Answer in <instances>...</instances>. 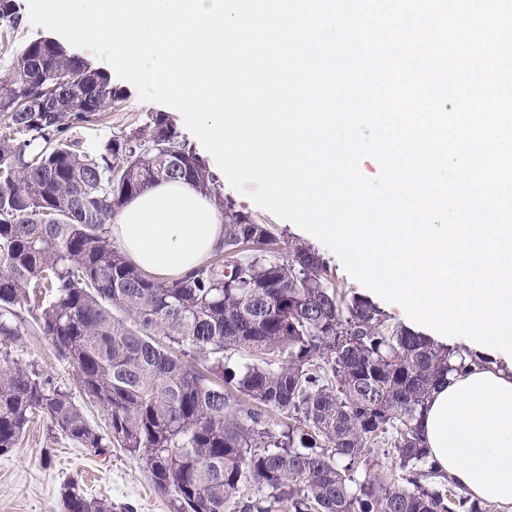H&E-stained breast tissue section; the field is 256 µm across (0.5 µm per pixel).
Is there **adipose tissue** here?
I'll return each instance as SVG.
<instances>
[{"mask_svg": "<svg viewBox=\"0 0 512 512\" xmlns=\"http://www.w3.org/2000/svg\"><path fill=\"white\" fill-rule=\"evenodd\" d=\"M223 235L213 197L182 182L149 185L112 225L114 240L133 264L168 278L203 264Z\"/></svg>", "mask_w": 512, "mask_h": 512, "instance_id": "obj_1", "label": "adipose tissue"}]
</instances>
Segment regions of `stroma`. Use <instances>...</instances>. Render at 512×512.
Returning <instances> with one entry per match:
<instances>
[{
    "label": "stroma",
    "instance_id": "obj_1",
    "mask_svg": "<svg viewBox=\"0 0 512 512\" xmlns=\"http://www.w3.org/2000/svg\"><path fill=\"white\" fill-rule=\"evenodd\" d=\"M127 99L121 111L109 114L82 129L83 138L97 143L137 124L145 113L160 111L157 103H144L132 84L114 79ZM14 357L34 364L60 386H71L73 369L59 359L51 342L30 334L10 345ZM77 478L90 496L129 504L134 512H172L166 498L151 485L144 462L118 448L94 454L77 447L61 434L34 423L22 445L0 455V512H60L58 491L69 478Z\"/></svg>",
    "mask_w": 512,
    "mask_h": 512
}]
</instances>
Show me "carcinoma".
I'll return each instance as SVG.
<instances>
[{"mask_svg": "<svg viewBox=\"0 0 512 512\" xmlns=\"http://www.w3.org/2000/svg\"><path fill=\"white\" fill-rule=\"evenodd\" d=\"M23 28L16 0H0L3 38ZM124 101L50 38L16 49L0 78V454L42 419L143 459L173 512H493L437 471L419 427L435 385L486 360L452 363L461 348L388 322L312 247L278 248L167 115L94 145L78 136ZM159 180L195 185L224 216L210 258L172 279L112 237L115 215ZM27 331L72 365L106 429L12 357ZM377 453L394 466L371 469ZM59 498L61 512H112L75 480Z\"/></svg>", "mask_w": 512, "mask_h": 512, "instance_id": "obj_1", "label": "carcinoma"}]
</instances>
